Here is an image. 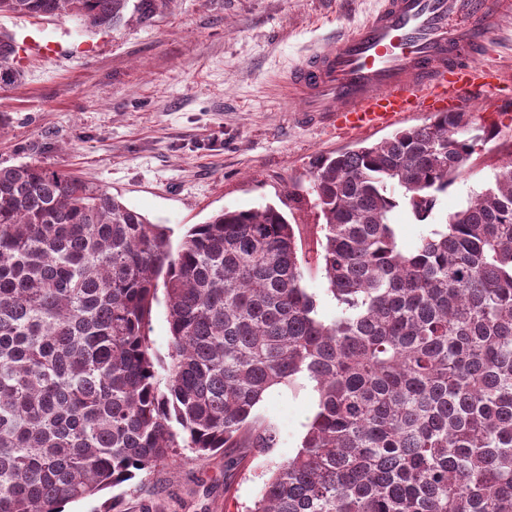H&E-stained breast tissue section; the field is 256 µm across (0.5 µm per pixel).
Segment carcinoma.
Wrapping results in <instances>:
<instances>
[{
  "mask_svg": "<svg viewBox=\"0 0 512 512\" xmlns=\"http://www.w3.org/2000/svg\"><path fill=\"white\" fill-rule=\"evenodd\" d=\"M171 0H0L90 30ZM0 35V89L17 80ZM467 112L311 164L317 260L273 205L225 209L177 248L75 171L0 167V512H60L188 448H274L255 410L314 383L301 447L247 512H512V167L410 250L392 213L434 218L480 141ZM164 288L172 342L146 326Z\"/></svg>",
  "mask_w": 512,
  "mask_h": 512,
  "instance_id": "cac0c4a2",
  "label": "carcinoma"
}]
</instances>
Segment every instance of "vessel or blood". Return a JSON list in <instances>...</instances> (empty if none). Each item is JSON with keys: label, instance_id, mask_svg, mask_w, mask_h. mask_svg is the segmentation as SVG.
I'll return each mask as SVG.
<instances>
[{"label": "vessel or blood", "instance_id": "b4317fda", "mask_svg": "<svg viewBox=\"0 0 512 512\" xmlns=\"http://www.w3.org/2000/svg\"><path fill=\"white\" fill-rule=\"evenodd\" d=\"M511 15L512 0H381L291 72L289 96L348 130L389 126L410 112L475 109L504 80L484 57L494 26Z\"/></svg>", "mask_w": 512, "mask_h": 512}]
</instances>
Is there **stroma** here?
Returning a JSON list of instances; mask_svg holds the SVG:
<instances>
[{
    "label": "stroma",
    "mask_w": 512,
    "mask_h": 512,
    "mask_svg": "<svg viewBox=\"0 0 512 512\" xmlns=\"http://www.w3.org/2000/svg\"><path fill=\"white\" fill-rule=\"evenodd\" d=\"M380 0H172L146 22L83 33L74 21L1 16L0 33L40 31L63 46L54 56H17L18 82L0 90V165L39 162L71 168L145 215L179 243L193 225L222 209L271 204L296 227L312 264L303 285L324 314L335 311L314 258L320 236L310 197L309 163L427 122L413 112L397 125L337 133L332 118L285 111L289 70L336 35L353 30ZM497 125L443 196L434 217L465 205L512 157V102L471 114ZM318 394L299 378L269 389L256 413L272 423L270 450L224 448L205 456L181 450L143 481L69 503L70 512H246L265 480L301 444Z\"/></svg>",
    "instance_id": "1"
}]
</instances>
